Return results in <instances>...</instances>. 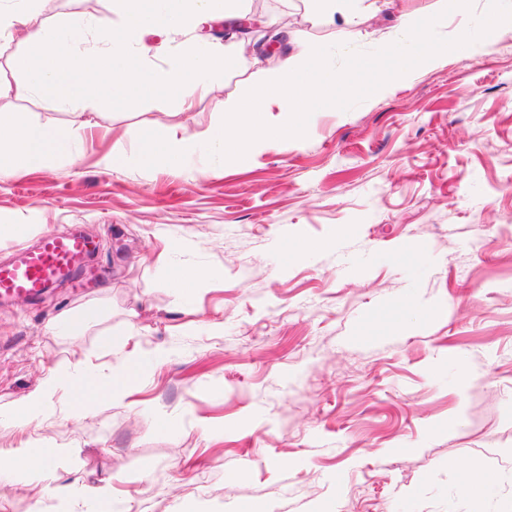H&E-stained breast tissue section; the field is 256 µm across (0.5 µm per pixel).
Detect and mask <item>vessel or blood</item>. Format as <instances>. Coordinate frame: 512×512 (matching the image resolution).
<instances>
[{
    "label": "vessel or blood",
    "instance_id": "1",
    "mask_svg": "<svg viewBox=\"0 0 512 512\" xmlns=\"http://www.w3.org/2000/svg\"><path fill=\"white\" fill-rule=\"evenodd\" d=\"M95 243L81 232L48 233L0 263V300L35 298L54 284L91 273Z\"/></svg>",
    "mask_w": 512,
    "mask_h": 512
}]
</instances>
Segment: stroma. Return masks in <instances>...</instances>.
I'll use <instances>...</instances> for the list:
<instances>
[{"label":"stroma","instance_id":"1","mask_svg":"<svg viewBox=\"0 0 512 512\" xmlns=\"http://www.w3.org/2000/svg\"><path fill=\"white\" fill-rule=\"evenodd\" d=\"M265 4L262 26L288 18L300 44L355 51L385 46L399 13L441 6L394 0L344 30L303 0ZM36 8L96 23L114 5ZM18 50L0 47V110L70 125L24 90ZM254 71L239 60L190 112L97 103L76 163L0 178V222L25 227L0 260L75 227L98 241L102 271L0 302V512H89L104 479L119 512H316L330 499L336 512H466L459 459L496 479L488 512L512 498V22L490 50L443 54L238 166L203 153L178 171L104 164L150 125L208 131L215 102ZM178 264L208 272L186 296L168 282ZM63 314L79 326L48 331ZM135 353L144 367L123 403L72 417L56 402L15 428L14 405L49 374L81 358L105 380ZM453 414L462 426L441 430ZM35 447L55 449L50 471L16 467Z\"/></svg>","mask_w":512,"mask_h":512}]
</instances>
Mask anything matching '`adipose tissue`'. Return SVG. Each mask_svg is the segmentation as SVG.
<instances>
[{
  "mask_svg": "<svg viewBox=\"0 0 512 512\" xmlns=\"http://www.w3.org/2000/svg\"><path fill=\"white\" fill-rule=\"evenodd\" d=\"M119 19L100 24L96 46L86 44L88 21L79 15L49 25L35 10L0 7V39L22 51L13 59L29 94L66 105L77 117L69 126L43 124L18 112L0 113V177L38 170L55 156L75 158L82 127L78 117L98 100L133 109L165 99L190 110L211 82L223 75L232 55L220 43L189 45L176 31H202L227 18L246 19L248 0H118ZM311 19L350 27L376 12L374 0H306ZM131 358L111 379L88 377L83 366L49 376L41 388L16 403L19 429L31 427L54 397L71 409L122 399L140 374Z\"/></svg>",
  "mask_w": 512,
  "mask_h": 512,
  "instance_id": "ef3b65f1",
  "label": "adipose tissue"
}]
</instances>
